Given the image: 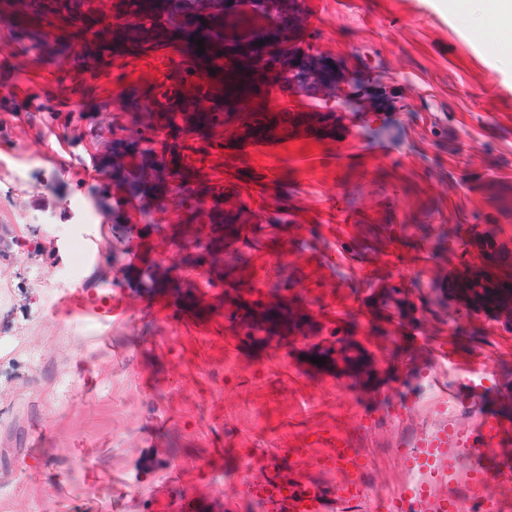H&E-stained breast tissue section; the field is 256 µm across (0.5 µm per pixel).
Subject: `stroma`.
<instances>
[{"label":"stroma","instance_id":"35a3bbf8","mask_svg":"<svg viewBox=\"0 0 512 512\" xmlns=\"http://www.w3.org/2000/svg\"><path fill=\"white\" fill-rule=\"evenodd\" d=\"M295 7L324 23L288 48L334 62L336 98L279 86L274 110L309 100L316 134L272 151L226 152L240 111L177 133L202 211L222 186L232 220L200 265L187 243L209 227L140 193L118 210L125 189L102 168L187 50L114 40L101 16L50 28L0 5V227L13 237L0 255V512H258L248 488L289 448L306 458L294 481L338 488L315 466L325 426L392 496L439 406L467 423L449 398L482 360L484 411L512 420V313L456 290L465 273L512 277V39L481 24L484 0ZM105 52L117 59L100 76L89 64ZM45 128L66 151L40 147ZM88 155L92 178L76 171ZM80 201L98 221L75 248ZM82 250L94 262L59 288ZM253 286L269 308L287 299L291 326L248 328Z\"/></svg>","mask_w":512,"mask_h":512}]
</instances>
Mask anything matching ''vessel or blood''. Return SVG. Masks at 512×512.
<instances>
[{"label":"vessel or blood","mask_w":512,"mask_h":512,"mask_svg":"<svg viewBox=\"0 0 512 512\" xmlns=\"http://www.w3.org/2000/svg\"><path fill=\"white\" fill-rule=\"evenodd\" d=\"M166 85L170 91L182 92L195 88L200 99L206 100L223 88V77L200 70L188 73L173 71ZM295 114H283L277 132L271 136H244V150H272L297 132ZM512 436V421L476 414L474 423L463 427L451 423L420 437L417 451L409 456L410 464L423 461H447L448 451L462 449L472 458L478 470L487 477L512 471V456L496 453L495 448ZM331 450L319 456L315 465L322 471H334L344 477L338 492H328L317 481L297 484L282 474L265 478L256 491L258 500L275 505L279 512H342L345 504L366 499L369 488L359 477V458L351 441L337 434H327ZM384 512H512V497L490 492L480 497L451 498L434 487L405 490L384 500Z\"/></svg>","instance_id":"obj_1"}]
</instances>
